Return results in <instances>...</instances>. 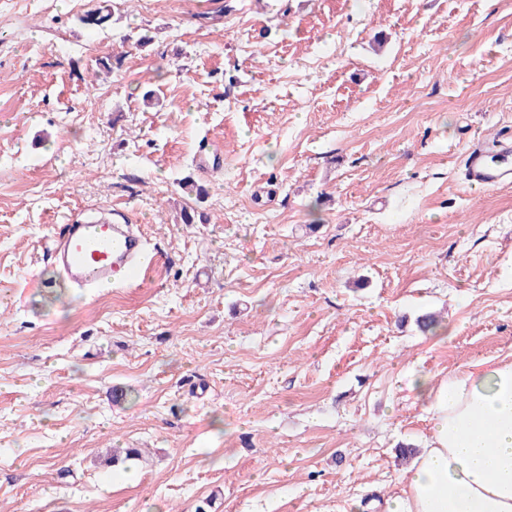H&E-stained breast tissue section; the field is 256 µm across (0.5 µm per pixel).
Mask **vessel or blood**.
Listing matches in <instances>:
<instances>
[{
	"label": "vessel or blood",
	"instance_id": "vessel-or-blood-1",
	"mask_svg": "<svg viewBox=\"0 0 512 512\" xmlns=\"http://www.w3.org/2000/svg\"><path fill=\"white\" fill-rule=\"evenodd\" d=\"M465 166L469 185H512V170L490 166L483 147L467 151ZM145 242L143 232L132 225L78 218L58 225L47 252L72 287L96 292L118 279L127 284L149 280L156 259L147 252Z\"/></svg>",
	"mask_w": 512,
	"mask_h": 512
}]
</instances>
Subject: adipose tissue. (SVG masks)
I'll list each match as a JSON object with an SVG mask.
<instances>
[{
	"label": "adipose tissue",
	"mask_w": 512,
	"mask_h": 512,
	"mask_svg": "<svg viewBox=\"0 0 512 512\" xmlns=\"http://www.w3.org/2000/svg\"><path fill=\"white\" fill-rule=\"evenodd\" d=\"M431 436L388 512H512V360L413 377Z\"/></svg>",
	"instance_id": "ef3b65f1"
}]
</instances>
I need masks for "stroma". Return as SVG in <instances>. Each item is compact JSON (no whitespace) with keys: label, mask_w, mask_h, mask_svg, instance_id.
I'll return each mask as SVG.
<instances>
[{"label":"stroma","mask_w":512,"mask_h":512,"mask_svg":"<svg viewBox=\"0 0 512 512\" xmlns=\"http://www.w3.org/2000/svg\"><path fill=\"white\" fill-rule=\"evenodd\" d=\"M508 136L512 0H0V512H383L411 376L512 359ZM112 208L159 262L79 294ZM466 178L470 186L475 187H510L511 169L489 165L482 146L471 147L465 156ZM145 236L131 224L76 218L59 224L47 253L73 287L96 293L112 288L116 279L144 284L156 262L145 247Z\"/></svg>","instance_id":"1"}]
</instances>
